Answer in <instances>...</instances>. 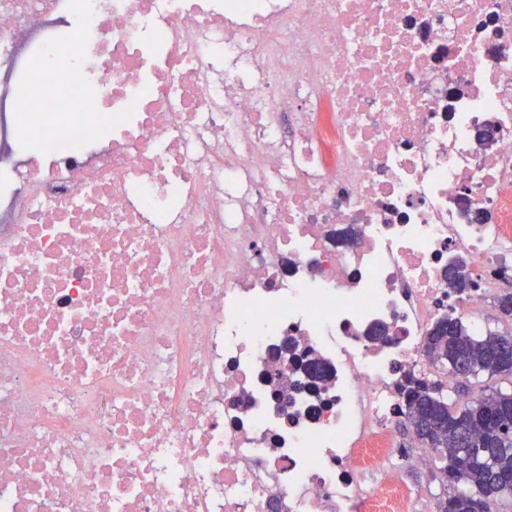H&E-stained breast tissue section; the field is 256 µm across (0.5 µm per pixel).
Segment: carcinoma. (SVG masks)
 <instances>
[{
	"instance_id": "obj_1",
	"label": "carcinoma",
	"mask_w": 512,
	"mask_h": 512,
	"mask_svg": "<svg viewBox=\"0 0 512 512\" xmlns=\"http://www.w3.org/2000/svg\"><path fill=\"white\" fill-rule=\"evenodd\" d=\"M425 352L451 372L512 376V331L478 335L460 316L437 320ZM403 429L422 448H432L444 466L450 492L437 512H492V501L512 494V393L496 391L456 409L436 384L408 381Z\"/></svg>"
}]
</instances>
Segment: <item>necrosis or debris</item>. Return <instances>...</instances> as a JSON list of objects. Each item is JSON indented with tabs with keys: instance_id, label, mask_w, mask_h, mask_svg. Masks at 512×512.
Masks as SVG:
<instances>
[{
	"instance_id": "obj_1",
	"label": "necrosis or debris",
	"mask_w": 512,
	"mask_h": 512,
	"mask_svg": "<svg viewBox=\"0 0 512 512\" xmlns=\"http://www.w3.org/2000/svg\"><path fill=\"white\" fill-rule=\"evenodd\" d=\"M84 11L0 0V512H426L403 384L512 286V0Z\"/></svg>"
}]
</instances>
